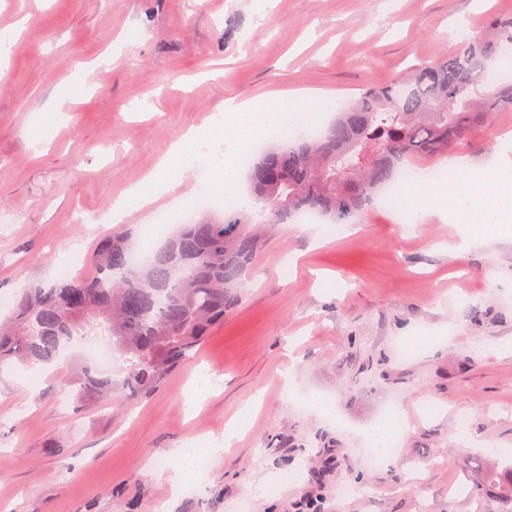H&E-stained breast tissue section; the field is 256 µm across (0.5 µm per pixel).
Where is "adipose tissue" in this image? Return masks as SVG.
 I'll return each mask as SVG.
<instances>
[{"instance_id": "ef3b65f1", "label": "adipose tissue", "mask_w": 512, "mask_h": 512, "mask_svg": "<svg viewBox=\"0 0 512 512\" xmlns=\"http://www.w3.org/2000/svg\"><path fill=\"white\" fill-rule=\"evenodd\" d=\"M300 120H323L318 107L278 97L227 101L211 127L189 130L160 161L156 170L128 189L112 206L114 218L151 204L183 181L198 192L230 194L239 191L242 171L237 159L257 143L287 142L288 114ZM456 180L419 181L406 194V202L422 210L439 206L448 221L462 227L463 240L495 233H512V158L503 157L486 170H473L465 158L455 161Z\"/></svg>"}]
</instances>
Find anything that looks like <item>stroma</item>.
Segmentation results:
<instances>
[{
    "instance_id": "35a3bbf8",
    "label": "stroma",
    "mask_w": 512,
    "mask_h": 512,
    "mask_svg": "<svg viewBox=\"0 0 512 512\" xmlns=\"http://www.w3.org/2000/svg\"><path fill=\"white\" fill-rule=\"evenodd\" d=\"M512 0H0V317L54 267L90 274L114 226L189 205L182 184L120 224L111 211L224 102L296 93L341 102L483 30ZM512 112L459 145L491 165ZM434 210L396 223L381 202L329 234L279 224L225 315L153 392L80 396L83 352L0 371V512H498L470 493L481 461L512 467V236L449 249ZM289 276H281L282 263ZM430 347L408 359L405 341ZM329 397L315 412L311 396ZM259 400L247 429L224 428ZM400 409L398 453L361 433ZM205 444L206 478H182Z\"/></svg>"
}]
</instances>
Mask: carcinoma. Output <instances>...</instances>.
<instances>
[{"mask_svg": "<svg viewBox=\"0 0 512 512\" xmlns=\"http://www.w3.org/2000/svg\"><path fill=\"white\" fill-rule=\"evenodd\" d=\"M509 48L512 17H493L466 45L407 68L388 86L366 88L316 135L263 150L248 168L249 195L224 209V221L178 225L141 264L129 260L127 233L104 238L90 275L33 284L15 300L0 321V369L16 360L49 364L102 336L127 364L122 389L131 397L152 392L239 305L264 225L304 211L356 221L411 160L455 148L496 113L512 112V79L485 82ZM78 380L82 395L112 394V379L86 366ZM480 485L493 487L509 505L503 512H512V472L484 467Z\"/></svg>", "mask_w": 512, "mask_h": 512, "instance_id": "cac0c4a2", "label": "carcinoma"}]
</instances>
